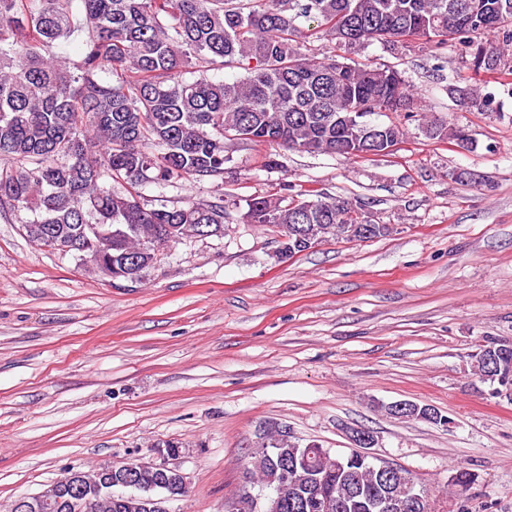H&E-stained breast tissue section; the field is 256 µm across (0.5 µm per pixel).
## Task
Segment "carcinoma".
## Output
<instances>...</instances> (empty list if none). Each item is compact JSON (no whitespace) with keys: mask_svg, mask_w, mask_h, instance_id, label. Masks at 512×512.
Segmentation results:
<instances>
[{"mask_svg":"<svg viewBox=\"0 0 512 512\" xmlns=\"http://www.w3.org/2000/svg\"><path fill=\"white\" fill-rule=\"evenodd\" d=\"M84 33L69 67L49 49ZM324 31L338 49L420 36L437 47L468 48L478 75L512 73V0H0V213L20 219L28 237L61 243L113 280L140 283L157 251L185 236L224 231V200L149 208L108 181L146 182L224 174L225 140L275 143L308 153L363 158L388 154L405 129L351 120L357 112L419 114L411 85L395 67L351 65L302 49ZM492 36L497 43L475 40ZM237 66L245 75L213 82L208 69ZM110 71L112 78L99 74ZM431 139L473 142L435 116ZM357 207L340 196L303 190L253 197L242 219L277 228L281 245L311 234L372 240L388 224L360 233ZM475 374L490 385L512 378V344L484 347ZM336 496L359 473L378 492L372 462L338 461L311 448L271 445L254 453L245 474L302 459ZM139 494L103 492L97 512H142Z\"/></svg>","mask_w":512,"mask_h":512,"instance_id":"carcinoma-1","label":"carcinoma"}]
</instances>
